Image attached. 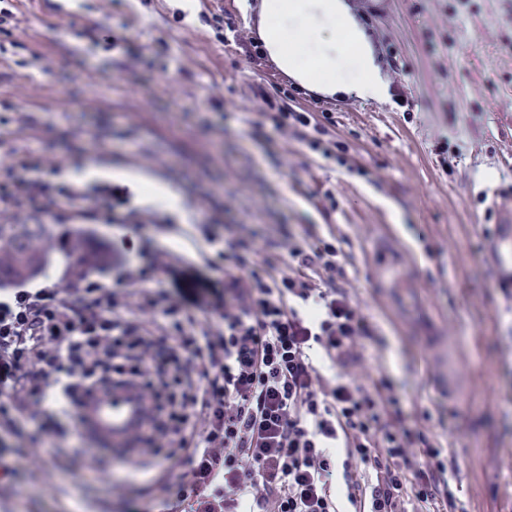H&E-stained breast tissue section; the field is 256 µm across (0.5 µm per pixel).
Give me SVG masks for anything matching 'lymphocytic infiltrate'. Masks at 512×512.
<instances>
[{
  "label": "lymphocytic infiltrate",
  "instance_id": "lymphocytic-infiltrate-1",
  "mask_svg": "<svg viewBox=\"0 0 512 512\" xmlns=\"http://www.w3.org/2000/svg\"><path fill=\"white\" fill-rule=\"evenodd\" d=\"M267 106L278 130L335 159L312 113L284 96ZM114 196L108 184L59 180L34 151L0 160V208L23 224L51 211L62 227L59 265L0 291V434L31 407L42 431L64 432L86 392L131 383L150 409L134 470L187 466L162 485L164 512H340L341 497L352 512H404L410 498L454 507L438 438L408 425L386 373L353 371L378 337L336 285L343 254L332 240L311 232L289 239L286 256L263 257L247 239L196 225L200 258L224 273L223 295L198 319L154 287L165 254L146 252L112 279L70 262V225L122 223ZM80 198L89 207L65 210Z\"/></svg>",
  "mask_w": 512,
  "mask_h": 512
}]
</instances>
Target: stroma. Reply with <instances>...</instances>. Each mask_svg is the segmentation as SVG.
Returning a JSON list of instances; mask_svg holds the SVG:
<instances>
[{"instance_id": "stroma-1", "label": "stroma", "mask_w": 512, "mask_h": 512, "mask_svg": "<svg viewBox=\"0 0 512 512\" xmlns=\"http://www.w3.org/2000/svg\"><path fill=\"white\" fill-rule=\"evenodd\" d=\"M391 81L389 100L329 98L296 85L268 58H249L256 14L246 0H82L70 13L19 0V45L0 60V102L30 107L40 151L70 180L87 163L116 171L126 224H75L76 262L109 275L141 249L179 254L163 287L193 316L224 289L204 268L194 225L285 253L289 237L332 230L344 255L337 287L368 315L383 347L361 371L383 370L410 424L451 435L455 512H507L512 485L511 274L489 253L496 192H512V0H353ZM223 18L215 29L209 14ZM109 24L139 57L75 40ZM328 116L342 163L277 131L264 97ZM144 173L180 200L151 202L124 182ZM23 418L0 448L30 462L0 477V512H157L113 453L111 477L86 483L55 468L52 448H98L91 434L28 436Z\"/></svg>"}]
</instances>
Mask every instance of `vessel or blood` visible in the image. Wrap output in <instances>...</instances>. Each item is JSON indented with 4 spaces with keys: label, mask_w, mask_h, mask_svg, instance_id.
Masks as SVG:
<instances>
[{
    "label": "vessel or blood",
    "mask_w": 512,
    "mask_h": 512,
    "mask_svg": "<svg viewBox=\"0 0 512 512\" xmlns=\"http://www.w3.org/2000/svg\"><path fill=\"white\" fill-rule=\"evenodd\" d=\"M492 205L503 225L496 254L500 261L512 263V196H493ZM81 413L85 426L103 441L117 443L135 431L146 416L147 406L133 388L111 387L85 398Z\"/></svg>",
    "instance_id": "vessel-or-blood-1"
}]
</instances>
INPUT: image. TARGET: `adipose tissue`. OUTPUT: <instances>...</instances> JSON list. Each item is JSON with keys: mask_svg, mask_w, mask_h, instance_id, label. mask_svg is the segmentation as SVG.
Masks as SVG:
<instances>
[{"mask_svg": "<svg viewBox=\"0 0 512 512\" xmlns=\"http://www.w3.org/2000/svg\"><path fill=\"white\" fill-rule=\"evenodd\" d=\"M259 35L276 66L330 97L388 100L390 82L350 0H259Z\"/></svg>", "mask_w": 512, "mask_h": 512, "instance_id": "obj_1", "label": "adipose tissue"}]
</instances>
